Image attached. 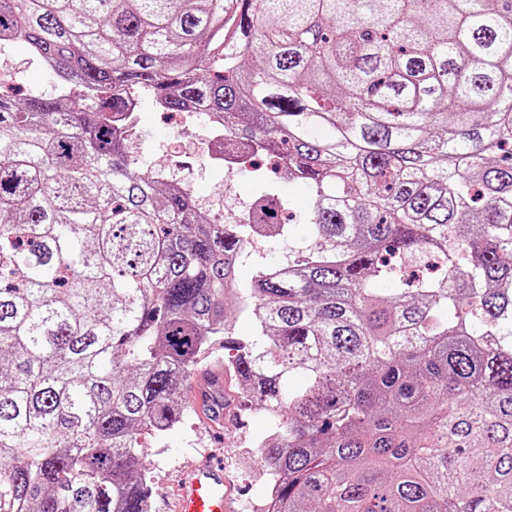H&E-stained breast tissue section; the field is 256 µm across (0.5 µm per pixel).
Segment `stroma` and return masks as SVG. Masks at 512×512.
<instances>
[{
  "mask_svg": "<svg viewBox=\"0 0 512 512\" xmlns=\"http://www.w3.org/2000/svg\"><path fill=\"white\" fill-rule=\"evenodd\" d=\"M4 59L17 63L20 74L16 81L0 83V93L19 98L54 95L53 79L37 60L9 46L0 49V61ZM208 134V129L181 124L178 116L156 111L149 105L141 112L140 136L134 150L146 164L158 167L167 160L174 146H181L190 154L186 174L196 198L220 199L245 210L258 192L253 175L244 170L228 173L201 151L198 143ZM275 185L281 197L292 203L295 214L292 230L286 238L247 249L237 267L238 281H248L259 266L286 262L312 241L304 218L309 197L307 186L282 179L276 180ZM229 412L230 419L215 426L198 414H189L164 437L150 440L144 457L150 468L151 512H170L179 495L183 472L206 458L223 462L231 479V496L242 512H248L251 502L263 495L265 474L259 463L258 445L266 435V415L260 409L244 410L237 405L231 406Z\"/></svg>",
  "mask_w": 512,
  "mask_h": 512,
  "instance_id": "35a3bbf8",
  "label": "stroma"
}]
</instances>
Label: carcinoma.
Instances as JSON below:
<instances>
[{
    "mask_svg": "<svg viewBox=\"0 0 512 512\" xmlns=\"http://www.w3.org/2000/svg\"><path fill=\"white\" fill-rule=\"evenodd\" d=\"M5 45L88 104L0 94V512H148L217 344L272 512H512V0H0ZM130 91L306 183L314 246L237 284L254 225L136 162Z\"/></svg>",
    "mask_w": 512,
    "mask_h": 512,
    "instance_id": "carcinoma-1",
    "label": "carcinoma"
}]
</instances>
